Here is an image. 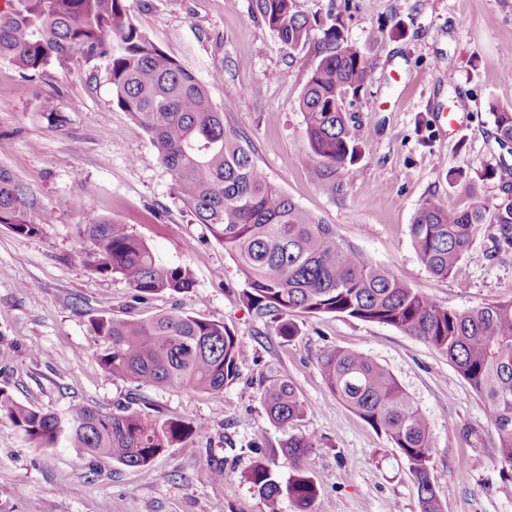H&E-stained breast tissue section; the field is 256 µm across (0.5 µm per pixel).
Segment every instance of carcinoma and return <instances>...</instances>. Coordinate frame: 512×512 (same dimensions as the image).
Wrapping results in <instances>:
<instances>
[{"label": "carcinoma", "instance_id": "obj_1", "mask_svg": "<svg viewBox=\"0 0 512 512\" xmlns=\"http://www.w3.org/2000/svg\"><path fill=\"white\" fill-rule=\"evenodd\" d=\"M0 9V60L24 78L52 61L104 58L118 105L152 138L170 172L176 195L195 220L236 257L257 310L278 316L277 335L299 333L296 315L334 314L393 326L444 353L482 399L497 435L502 468L512 471V301L463 311L439 307L392 268L365 257L332 224H324L268 182L248 145L224 125L205 85L159 48L132 21L127 0H6ZM256 9L286 45L303 47L320 23L296 10L295 0H255ZM327 15L317 60L301 96L306 134L317 165L328 173L353 175L358 148L349 133L342 94L365 87L369 66L344 40ZM498 142L512 144V106L493 113ZM498 226L499 241L512 247V197L491 215L478 207L421 205L409 235L421 263L438 279L455 274L478 225ZM0 224L33 236L40 224L23 187L0 168ZM78 235L97 271L119 276L141 297L183 294L193 286L188 266H164L127 224L88 211ZM92 329L107 375L136 387L219 392L238 376L241 350L221 322L185 311L147 319L100 315ZM319 368L336 399L374 430L381 431L407 460L417 484L421 512H443L428 462V423L394 376L368 355L335 346L323 351ZM275 424L298 422L307 405L286 378L262 391ZM0 420L8 421L38 448H75L129 468L149 465L165 448L187 445L195 433L180 418L149 420L123 408L112 413L86 406L44 412L0 390ZM316 439L292 434L282 443L289 476L276 463L258 459L246 480L267 512H280L287 498L298 512H314L320 483L304 468Z\"/></svg>", "mask_w": 512, "mask_h": 512}]
</instances>
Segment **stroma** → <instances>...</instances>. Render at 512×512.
Here are the masks:
<instances>
[{
  "mask_svg": "<svg viewBox=\"0 0 512 512\" xmlns=\"http://www.w3.org/2000/svg\"><path fill=\"white\" fill-rule=\"evenodd\" d=\"M296 4L341 15L370 67L349 108L356 176L323 175L305 133L300 99L321 30L293 49L254 0H129L134 22L206 86L276 188L442 308L512 301V248L495 225L478 226L445 280L419 261L408 231L425 201L491 209L512 187L496 176L512 167V154L493 138L491 115L512 104V81L501 75L512 61V0ZM460 96L469 110L454 127L436 126L435 115ZM0 167L26 189L41 226L27 237L0 224V389L51 412L129 403L196 430L189 447L130 469L35 447L0 420V512H265L244 474L258 457L280 459L292 433L318 441L305 464L325 512H420L407 461L326 386L317 357L332 346L369 355L411 396L430 428L444 512H512L496 432L447 356L395 327L328 314L299 317L288 342L272 315L248 305L234 257L195 223L151 137L114 100L105 60L55 61L30 79L0 61ZM89 209L129 225L161 264L190 266L191 290L141 300L120 277L98 272L78 236ZM181 308L234 333L242 357L233 383L216 393L138 389L102 371L93 318ZM273 375L287 377L308 406L293 426L267 417L261 392Z\"/></svg>",
  "mask_w": 512,
  "mask_h": 512,
  "instance_id": "stroma-1",
  "label": "stroma"
}]
</instances>
